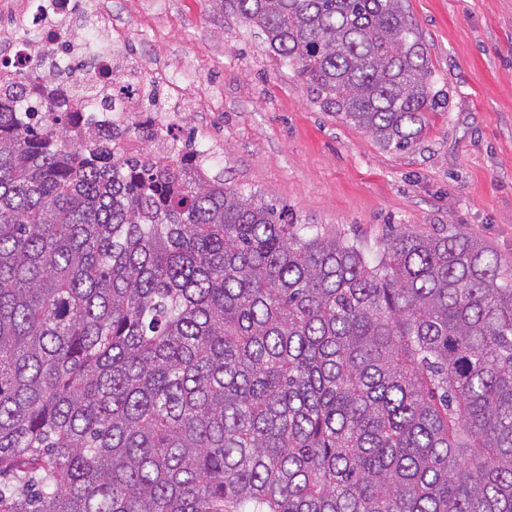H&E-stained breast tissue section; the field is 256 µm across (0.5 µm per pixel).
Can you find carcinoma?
I'll return each instance as SVG.
<instances>
[{"label": "carcinoma", "mask_w": 512, "mask_h": 512, "mask_svg": "<svg viewBox=\"0 0 512 512\" xmlns=\"http://www.w3.org/2000/svg\"><path fill=\"white\" fill-rule=\"evenodd\" d=\"M340 119L437 111L404 0H224ZM0 86V512H512V269L357 244Z\"/></svg>", "instance_id": "obj_1"}]
</instances>
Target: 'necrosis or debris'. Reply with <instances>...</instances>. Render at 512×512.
I'll return each mask as SVG.
<instances>
[{
	"label": "necrosis or debris",
	"instance_id": "necrosis-or-debris-1",
	"mask_svg": "<svg viewBox=\"0 0 512 512\" xmlns=\"http://www.w3.org/2000/svg\"><path fill=\"white\" fill-rule=\"evenodd\" d=\"M77 15L69 13L65 0H14L9 27L0 30V56L9 64L0 67V81L20 83L41 80V64H48L56 77L70 84L92 88L98 100L113 103L103 115V125L132 123L136 128H159L158 117L169 111L170 99L157 98L152 106L143 99L147 85L161 81L178 85L177 74L127 77L120 98L112 96V76L117 63L112 54V19L97 8H89L87 33L78 36Z\"/></svg>",
	"mask_w": 512,
	"mask_h": 512
}]
</instances>
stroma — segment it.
<instances>
[{"instance_id":"1","label":"stroma","mask_w":512,"mask_h":512,"mask_svg":"<svg viewBox=\"0 0 512 512\" xmlns=\"http://www.w3.org/2000/svg\"><path fill=\"white\" fill-rule=\"evenodd\" d=\"M99 2L124 31V73L195 75L177 95L178 139L220 144L209 172L227 185L371 260L404 229L463 232L512 268V0H405L447 101L403 152L323 108L222 0Z\"/></svg>"}]
</instances>
